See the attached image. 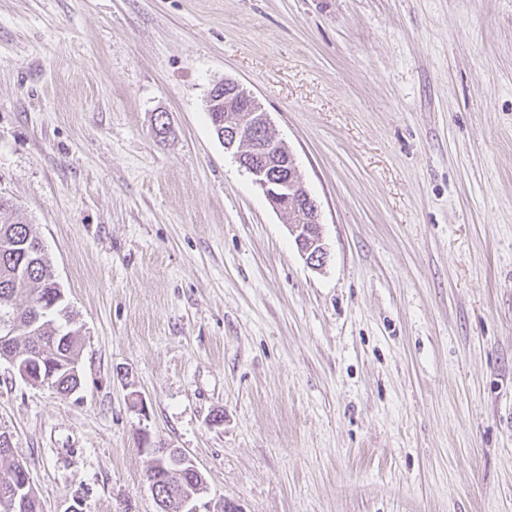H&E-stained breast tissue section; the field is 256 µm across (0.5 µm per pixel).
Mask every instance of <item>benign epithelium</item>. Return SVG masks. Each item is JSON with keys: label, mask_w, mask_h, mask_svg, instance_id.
<instances>
[{"label": "benign epithelium", "mask_w": 512, "mask_h": 512, "mask_svg": "<svg viewBox=\"0 0 512 512\" xmlns=\"http://www.w3.org/2000/svg\"><path fill=\"white\" fill-rule=\"evenodd\" d=\"M224 102V147L232 151L245 146L244 155L235 153L240 165L252 176L271 207L286 213L295 208L305 213L304 223L288 225L298 249L306 261L316 267L325 265L328 257L323 236L309 231V225H321L320 206L307 190L297 173L294 156L288 155L286 143L279 137L266 112L255 111L257 98L232 79L216 84L210 90L207 102ZM15 336L8 327H0V357L10 361L18 376L25 382L49 384L52 379L41 374L40 359L32 353L19 357L12 352ZM178 467L197 476L198 484L182 493L176 508L178 512H198L195 505L205 492L202 473L187 453H182Z\"/></svg>", "instance_id": "1"}]
</instances>
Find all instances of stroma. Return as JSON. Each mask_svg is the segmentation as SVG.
<instances>
[{
    "label": "stroma",
    "instance_id": "obj_1",
    "mask_svg": "<svg viewBox=\"0 0 512 512\" xmlns=\"http://www.w3.org/2000/svg\"><path fill=\"white\" fill-rule=\"evenodd\" d=\"M227 78L322 268L214 133ZM1 198L81 331L73 394L0 359L42 512H157L146 439L200 512H512V0H0ZM223 100L225 113L221 112V109L220 112L206 110L217 138H220V134L215 126L213 114L218 117L219 113L224 117L222 129L225 149L232 151L237 145L241 148L247 147L246 154L242 155L235 151V156L240 165L252 176L254 183L263 190L274 210L288 214L290 209L295 208L305 213L304 221L309 224H288L289 231L306 261L316 267L324 266L328 251L322 236L320 206L298 175L295 158L293 155L288 156L287 145L273 127L268 112H255L259 104L257 98L232 79H224L223 83L214 85L207 98L208 105ZM232 103H239L238 109H231ZM260 120L263 122L260 123ZM238 149L239 146L236 147V150ZM281 156L287 159L284 163H279L280 165H291L288 176L279 175L278 171L273 173L269 169L271 160ZM310 224L319 226L318 235L309 231ZM182 452V456L177 466L184 471L194 473L197 476L198 484L194 485L190 488V490L182 493L178 502L175 504L176 508L180 509L178 512H198V509L195 505L198 497L205 492L206 485L205 480L203 478L202 473L198 470L195 462L190 458V456L182 449L179 448ZM194 480L193 483H196Z\"/></svg>",
    "mask_w": 512,
    "mask_h": 512
}]
</instances>
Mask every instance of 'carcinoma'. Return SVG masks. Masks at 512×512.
Here are the masks:
<instances>
[{
  "mask_svg": "<svg viewBox=\"0 0 512 512\" xmlns=\"http://www.w3.org/2000/svg\"><path fill=\"white\" fill-rule=\"evenodd\" d=\"M9 205L0 203V323L14 331L15 349L36 350L52 367L78 360L77 329L58 322L66 315L60 287L44 249L28 224L4 217ZM26 301L18 302V297ZM53 384L60 394L73 393L80 385L79 374L70 369L55 372ZM23 483L14 472L13 454L0 453V494H14ZM187 478H174L160 488L164 507L173 504Z\"/></svg>",
  "mask_w": 512,
  "mask_h": 512,
  "instance_id": "obj_1",
  "label": "carcinoma"
}]
</instances>
